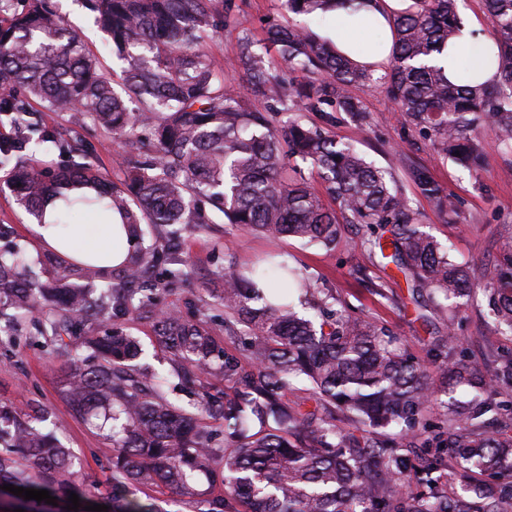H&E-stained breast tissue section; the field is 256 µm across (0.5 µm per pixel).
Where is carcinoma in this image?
<instances>
[{"instance_id": "1", "label": "carcinoma", "mask_w": 512, "mask_h": 512, "mask_svg": "<svg viewBox=\"0 0 512 512\" xmlns=\"http://www.w3.org/2000/svg\"><path fill=\"white\" fill-rule=\"evenodd\" d=\"M293 15L354 12L366 0H279ZM496 25L493 85L458 86L430 64L454 43L461 26L457 0H414L393 21L395 46L384 74L338 53L303 22L268 23L280 61L238 37L241 80L229 84L202 42L236 18L237 0H84L125 63L116 89L82 37L50 0H23L10 11L0 0V170L20 204L44 223L47 199L60 201L52 223L67 225L81 210L117 213L129 250L118 268L59 254L42 267L18 245L0 249V331L30 313L35 335L66 350L93 322L143 311L158 346L189 366L183 378L212 376L232 393L208 390L191 410L171 401L159 378L128 372L139 341L120 328L85 341L88 354L66 381L65 395L88 423L108 429L112 459L111 509L157 512L125 494L129 484L188 490L200 477L224 486L203 512H512V349H491L476 366L461 355L453 331L436 339L429 363L396 346L378 324L333 308L328 298L303 313L292 296L317 289L277 254L265 263L221 276L218 300L230 315L249 362L219 346L207 322L162 309L158 291L175 287L185 260L172 244L147 241L150 231L176 225L203 230L223 216L262 235L289 236L328 247L339 224H362L363 257L405 276L413 300L422 292L448 308V326L473 276L422 229L391 170L367 162L321 126L296 120L275 127L269 112H315L325 122L346 112L366 122L356 88H377L419 135L456 165L473 171L482 157L478 130L494 129L512 149V0H484ZM298 74L287 97L257 109L268 97L277 63ZM41 112H75L129 155L123 180L102 177L76 138L44 126ZM35 148L67 156L62 168L37 169ZM317 170L339 212L312 191L298 166ZM419 193L453 221L457 201L429 170L411 164ZM484 292L497 328L512 336V247L485 270ZM312 388L303 403L285 400L292 380ZM443 420L427 423L434 406ZM453 466L462 492L447 494L435 473ZM73 456L43 428L0 406V486L45 489L58 503L85 493L73 479ZM421 487L409 490L411 481Z\"/></svg>"}]
</instances>
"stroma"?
Returning <instances> with one entry per match:
<instances>
[{
    "mask_svg": "<svg viewBox=\"0 0 512 512\" xmlns=\"http://www.w3.org/2000/svg\"><path fill=\"white\" fill-rule=\"evenodd\" d=\"M65 21L77 30L87 47L99 59L103 71L113 80H121L122 64L107 51L105 36L93 23L92 15L80 0H53ZM240 10L236 26L224 28L208 38L204 49L224 69L227 80L240 78L236 67L237 36L247 31L258 49H267L265 22L278 17V0H237ZM368 112L369 123L357 127L343 112L328 125L329 135L349 142L376 165L392 166L396 179L403 183L411 207L419 213L425 230L449 246L458 263L481 274L500 259L505 247L512 245V178L504 170L512 168V150L501 145L491 129L481 131L484 165L479 170H462L450 160L439 157L424 144L402 112L375 89L357 92ZM46 126L61 132H79L88 151V159L104 177L123 179L128 156L119 143L108 144L104 136L68 113H43ZM427 167L434 179L458 200L459 215L449 221L434 204L406 180L405 161ZM31 216L18 205L10 190L0 191V225L8 227L11 240L24 247L31 257L44 259L51 251L30 227ZM364 230L355 224L340 227L338 243L326 248L307 244L291 237L276 240L248 231L234 224L217 222L204 230L183 229L178 239L180 253L187 260L191 274L176 288L164 292L163 304L180 310L185 316L207 320L218 343L227 353L243 357L237 340L224 329V308L215 298L218 278L228 263L247 265L268 252L281 254L297 267L310 282L338 305L385 327L415 360L425 363L431 358L429 328L446 331L454 327L471 362L482 364L489 349L512 345V339L497 329L483 290H474L464 300L456 320L447 312L433 315L432 327L418 318V308L410 300L402 276H388L381 267L368 265L366 275L355 274L351 254ZM121 327L137 338L145 350L152 369L167 372L171 364L155 342L152 324L132 313L122 317ZM73 356L54 351L44 339L19 331L16 336L0 339V404L28 419L44 418L67 448L78 457V479L92 500L101 502L111 491L114 450L105 431L88 426L70 407L64 386L73 369ZM212 488L207 479H199L192 491L164 487L146 489L129 487L131 497L156 498L162 512H201Z\"/></svg>",
    "mask_w": 512,
    "mask_h": 512,
    "instance_id": "obj_1",
    "label": "stroma"
}]
</instances>
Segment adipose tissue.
<instances>
[{
	"mask_svg": "<svg viewBox=\"0 0 512 512\" xmlns=\"http://www.w3.org/2000/svg\"><path fill=\"white\" fill-rule=\"evenodd\" d=\"M412 4L413 0H369L365 10L353 16L340 9L335 24L322 29L321 34L331 39L341 53L371 65L380 73L392 58L393 18ZM494 49L493 41L484 37L477 25L467 24L461 29L457 45L449 47L436 62L454 82L458 79L461 58H468L473 79L492 85L498 80L496 67L489 59ZM34 231L54 251L67 256L93 257L108 268L120 266L127 254L128 237L123 225L106 217L70 225L62 237L48 225L35 226Z\"/></svg>",
	"mask_w": 512,
	"mask_h": 512,
	"instance_id": "obj_1",
	"label": "adipose tissue"
}]
</instances>
